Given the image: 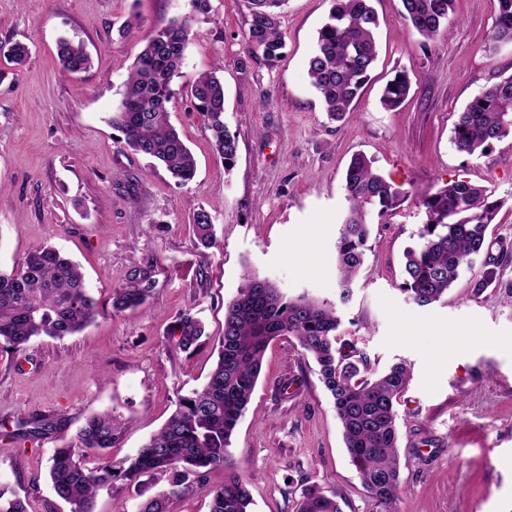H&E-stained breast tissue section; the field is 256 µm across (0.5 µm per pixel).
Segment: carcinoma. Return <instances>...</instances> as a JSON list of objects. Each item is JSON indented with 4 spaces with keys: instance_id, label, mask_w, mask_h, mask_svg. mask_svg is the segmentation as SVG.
<instances>
[{
    "instance_id": "1",
    "label": "carcinoma",
    "mask_w": 512,
    "mask_h": 512,
    "mask_svg": "<svg viewBox=\"0 0 512 512\" xmlns=\"http://www.w3.org/2000/svg\"><path fill=\"white\" fill-rule=\"evenodd\" d=\"M285 0H249L247 55L273 63L284 47L279 15ZM372 0H332L328 19L318 32L308 71L325 111L337 120L350 110L359 91L370 80L377 60L375 32L378 16ZM409 28L426 40L448 26L454 0H400ZM191 12L171 18L150 32L124 84L120 105L110 122L122 137L120 143L165 166L179 186L195 175L193 155L170 124L166 103L173 95L191 32V22L211 12V0H190ZM491 48L512 43V0H499V14ZM0 56L15 65L30 57L21 41L0 42ZM62 69L80 73L91 67L82 44L66 39L58 43ZM214 70L201 74L191 86L197 111L204 113L211 131L212 148L234 164L236 137L224 127V82ZM412 88L410 73L396 72L387 82L381 105L398 108ZM512 135V76L503 78L474 97L458 113L452 130L456 151L467 156L485 150ZM348 211L336 240L339 275L338 302L352 297V283L363 264L371 225L394 215L408 192L387 179L363 154L353 156L344 175ZM504 200L466 180L451 181L419 201L424 222L420 243L404 252L400 291L419 307L430 306L448 295L463 267L485 256L484 272L472 285L479 296L497 278V268L512 256L499 247L492 255L487 230ZM198 242L215 244L211 216L201 210L194 219ZM149 289L136 282L114 291L112 312L119 314L141 305ZM99 313L98 300L89 292L78 264L53 247L30 250L9 272L0 271V344L20 350L39 336L63 338L82 331ZM341 320L336 304L305 295L288 298L273 282L251 270L245 272L237 295L224 307V334L218 360L200 389L179 397L176 410L163 427L150 436L134 455L117 465L104 460L105 452L121 439L122 422L110 413L90 415L73 440L53 450L49 474L56 495L69 512H93L97 491H117L144 476L163 475L168 486L147 499L139 512H168L174 498L206 492L209 512H250L247 481L232 468L229 448L240 418L245 414L270 342L293 336L316 364L319 379L332 397L342 428L345 448L361 480L380 506L395 512L400 484L399 433L396 405L410 382L403 362L375 374L367 357L354 346L339 344ZM178 346L195 347L204 329L186 314L178 323ZM225 470L224 484L205 489L206 473ZM0 512H28L26 502L0 489ZM297 512H339L336 501L316 485L303 493Z\"/></svg>"
}]
</instances>
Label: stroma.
I'll use <instances>...</instances> for the list:
<instances>
[{
  "mask_svg": "<svg viewBox=\"0 0 512 512\" xmlns=\"http://www.w3.org/2000/svg\"><path fill=\"white\" fill-rule=\"evenodd\" d=\"M380 27L372 81L351 112L329 120L308 61L331 0H287L281 59L239 68L248 0H211L191 26L169 119L196 160L187 185L122 147L109 118L145 36L189 13V0H0V41L27 43L23 67L0 58V270L51 245L78 262L99 314L82 332L0 349V485L30 512H69L51 485L48 459L85 419L109 411L124 424L112 461L135 453L201 386L224 331V306L245 269L288 296L335 299L336 237L347 207L343 173L357 152L411 194L388 223L372 227L339 334L373 371L406 361L411 381L396 406L400 493L396 512H512V262L480 296L471 283L483 258L463 268L444 301L420 307L398 289L403 253L417 245L415 205L452 180L487 186L505 205L488 238L512 246V136L463 156L452 143L460 112L490 84L512 76V47L490 51L498 0H455L448 26L427 41L408 30L400 0H372ZM85 45L88 71L64 72L59 39ZM223 65L224 124L238 141L232 168L210 142L188 91ZM409 70L404 105L385 111L382 89ZM210 214L216 244L198 246L197 211ZM150 283L143 305L112 312V292ZM205 334L177 346L182 314ZM56 420L51 434L20 423ZM234 468L250 482L252 512H296L317 485L341 512H379L343 444L333 400L296 340L275 339L232 439ZM165 484L144 478L101 489L95 512H137Z\"/></svg>",
  "mask_w": 512,
  "mask_h": 512,
  "instance_id": "1",
  "label": "stroma"
}]
</instances>
